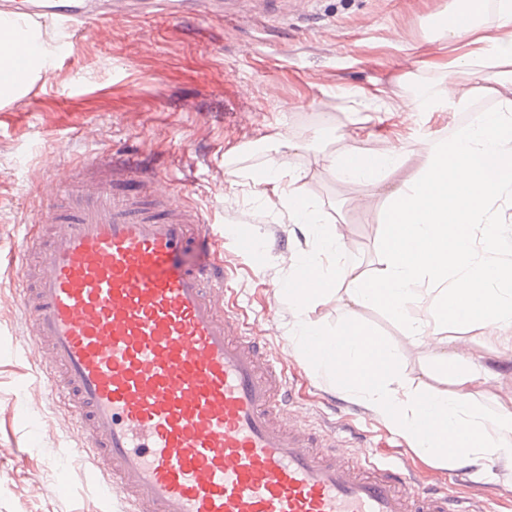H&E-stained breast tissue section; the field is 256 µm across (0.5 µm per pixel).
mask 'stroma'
I'll return each instance as SVG.
<instances>
[{"label":"stroma","mask_w":512,"mask_h":512,"mask_svg":"<svg viewBox=\"0 0 512 512\" xmlns=\"http://www.w3.org/2000/svg\"><path fill=\"white\" fill-rule=\"evenodd\" d=\"M454 2L224 0L220 21L143 14L99 23L72 38L70 57L38 86L35 107L0 112V263L11 256L17 264L31 263L22 239L34 206L50 198L76 160L139 154L145 168L177 178L205 219L223 227L232 297L248 323L274 327L266 343L297 380L300 411H313L323 427L359 432L362 447L402 455L417 483L443 475L451 493L486 496L496 512H512V469L482 478L474 469H450L419 456L374 409L301 356L289 335L295 311L280 288L291 272L289 257L312 251L315 236L255 199L248 185L229 187L224 176L228 159L245 172L265 170L277 154L264 136L286 130L299 144L287 157L304 172V192L355 243L349 262L375 268L379 215L388 203L371 197L363 211L342 200L324 156L358 134L365 147L398 137L417 154L413 119L399 112L366 121L357 95L383 89L401 100L422 83L467 91L453 70L440 69L456 52L430 27L431 18ZM240 236L259 245V258L234 249ZM19 286L0 266V512H109L99 493L103 474L58 454L77 427L24 355ZM360 320L392 345L403 379L438 387L425 373V353L389 314L365 308ZM465 338L469 353L491 374L480 402L494 410L512 398V348L485 346L476 330ZM30 407L40 412L39 428L30 424Z\"/></svg>","instance_id":"obj_1"}]
</instances>
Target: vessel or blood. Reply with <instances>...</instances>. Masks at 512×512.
<instances>
[{"label":"vessel or blood","instance_id":"obj_1","mask_svg":"<svg viewBox=\"0 0 512 512\" xmlns=\"http://www.w3.org/2000/svg\"><path fill=\"white\" fill-rule=\"evenodd\" d=\"M70 32L97 21L92 0H0V17ZM28 45L13 41L15 102L31 107ZM38 221L58 225L20 292L31 352L52 398L77 422L75 459L109 473L99 491L127 512H489L415 485L395 461L353 448L297 411L259 326L224 301L211 256L188 262L212 227L168 176L135 157L83 160ZM134 180L136 190H120Z\"/></svg>","mask_w":512,"mask_h":512}]
</instances>
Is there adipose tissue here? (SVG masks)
<instances>
[{
    "label": "adipose tissue",
    "mask_w": 512,
    "mask_h": 512,
    "mask_svg": "<svg viewBox=\"0 0 512 512\" xmlns=\"http://www.w3.org/2000/svg\"><path fill=\"white\" fill-rule=\"evenodd\" d=\"M489 13L497 27L512 28V0H459L436 21L440 38L467 46L456 65L470 88L458 95L423 85L409 107L414 113L463 112L467 121L446 138L420 132L422 162L410 179L393 178L406 155L398 141L375 151L355 142L328 157L342 188L360 184L390 203L379 226L383 258L373 273L348 265L337 225L326 223L298 191L300 170L279 163L252 177L258 198L308 225L317 240L292 263L313 276L312 285L288 291L296 312L292 339L304 349L321 341L312 357L316 369L372 407L412 448L480 474L512 460V401L487 413L475 394L485 381L476 361L444 347L451 327L477 329L499 342L512 326V242L499 228L504 209L512 208V38L484 34ZM479 95L493 99V107L476 108ZM334 294L345 300L346 311L327 331L310 313ZM364 308L391 314L413 346L429 348L449 390L420 391L399 379L393 347L359 322ZM350 332L355 341H347ZM431 419L437 428L424 434Z\"/></svg>",
    "instance_id": "1"
}]
</instances>
